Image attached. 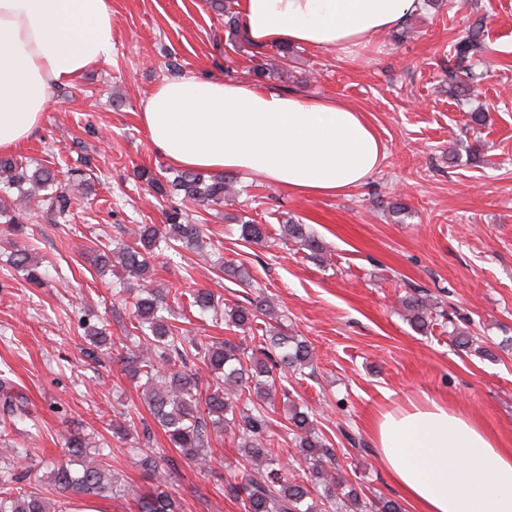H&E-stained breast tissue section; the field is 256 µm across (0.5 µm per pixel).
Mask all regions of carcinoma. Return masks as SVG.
<instances>
[{
  "label": "carcinoma",
  "mask_w": 512,
  "mask_h": 512,
  "mask_svg": "<svg viewBox=\"0 0 512 512\" xmlns=\"http://www.w3.org/2000/svg\"><path fill=\"white\" fill-rule=\"evenodd\" d=\"M210 9L224 17L226 42L246 43L248 38L239 19L238 0H208ZM485 50L480 30L474 28L454 45L448 68V84L466 101L474 98L484 79L469 64L470 59ZM292 49L280 46L270 56L260 46H253L250 71L257 78L274 73L290 59ZM136 178L151 195L169 202L164 223L144 224L130 244L102 251L93 257L98 273L117 263L138 282L139 292L133 306L126 340L130 342L123 356L124 371L142 382V405L164 431L169 446L202 473L213 472L211 438L225 434L237 439L243 456L257 469L243 472L227 483L224 492L240 503L243 512H368V505L342 477L327 466L335 464L329 441L314 427L313 413L290 399L283 401L284 418L292 432L296 447L295 462L302 472L284 462L275 450L270 413L275 411L274 371L302 374L312 364V347L308 341L286 336L271 324L258 326L260 316L278 320L272 302L261 297L248 306L221 307L215 295L201 288L192 294L190 306L213 317L224 318L225 328L244 333L259 332L251 340L259 343L235 342L233 338L205 343L186 336L169 322L173 316L169 298L177 296L170 288L152 285L150 259L163 248L182 247L195 253L204 252L202 225L194 222L191 208L222 206L245 193L235 190L231 176L205 177L189 169H177L157 175L149 169L137 171ZM42 194L41 202L56 220L67 217L76 208L78 196L60 185L49 167L34 169L12 157L0 156V223L12 225L22 235L27 221L26 200ZM234 220L240 224L242 240L262 244L265 228L245 215ZM280 240L294 242L311 257L324 253L323 241L306 225L292 219L282 223ZM12 265L26 273L27 280L41 283L39 263L26 248L11 252ZM407 321L417 331L428 330L436 317L426 298L420 293L402 299ZM86 337L95 349L111 347L105 329L85 324ZM198 361L212 374L211 381L201 382L199 374L189 370ZM0 413L14 422L29 416L27 400L8 392L0 384ZM65 460L50 469V482L55 492L86 498L124 497L134 502L136 512H181L177 498L164 490L170 474V459L137 448L138 464L153 478L157 487L143 493L131 484H122L112 475L109 465L100 459L88 438L79 433L65 437ZM24 475L8 473L0 477V512H59L52 499L42 490L20 486Z\"/></svg>",
  "instance_id": "cac0c4a2"
}]
</instances>
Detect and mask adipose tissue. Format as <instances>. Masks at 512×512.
<instances>
[{"instance_id":"obj_1","label":"adipose tissue","mask_w":512,"mask_h":512,"mask_svg":"<svg viewBox=\"0 0 512 512\" xmlns=\"http://www.w3.org/2000/svg\"><path fill=\"white\" fill-rule=\"evenodd\" d=\"M417 0H242L260 46L342 54L397 27ZM112 0H0V151L40 127L52 92L112 54ZM141 124L174 166L248 171L300 196L366 182L384 146L364 112L192 73L155 86ZM371 433L389 479L418 512H512V448L474 416L424 396L379 413Z\"/></svg>"}]
</instances>
